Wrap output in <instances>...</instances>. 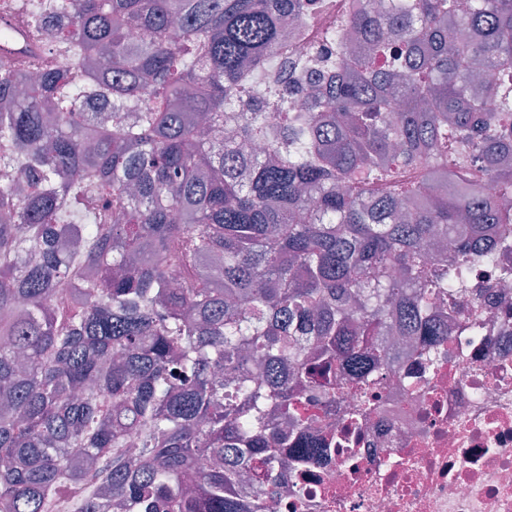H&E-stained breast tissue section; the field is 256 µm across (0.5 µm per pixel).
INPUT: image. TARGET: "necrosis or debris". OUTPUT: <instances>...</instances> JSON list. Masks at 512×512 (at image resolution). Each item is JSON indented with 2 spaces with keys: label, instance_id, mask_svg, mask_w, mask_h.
<instances>
[{
  "label": "necrosis or debris",
  "instance_id": "obj_1",
  "mask_svg": "<svg viewBox=\"0 0 512 512\" xmlns=\"http://www.w3.org/2000/svg\"><path fill=\"white\" fill-rule=\"evenodd\" d=\"M459 308L442 346L400 349L354 455L304 464L317 494L271 512H512V282Z\"/></svg>",
  "mask_w": 512,
  "mask_h": 512
}]
</instances>
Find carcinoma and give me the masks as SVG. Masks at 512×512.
I'll use <instances>...</instances> for the list:
<instances>
[{
	"mask_svg": "<svg viewBox=\"0 0 512 512\" xmlns=\"http://www.w3.org/2000/svg\"><path fill=\"white\" fill-rule=\"evenodd\" d=\"M24 18L54 62L0 54V512H266L377 337L439 346L475 266L512 278V0Z\"/></svg>",
	"mask_w": 512,
	"mask_h": 512,
	"instance_id": "obj_1",
	"label": "carcinoma"
}]
</instances>
